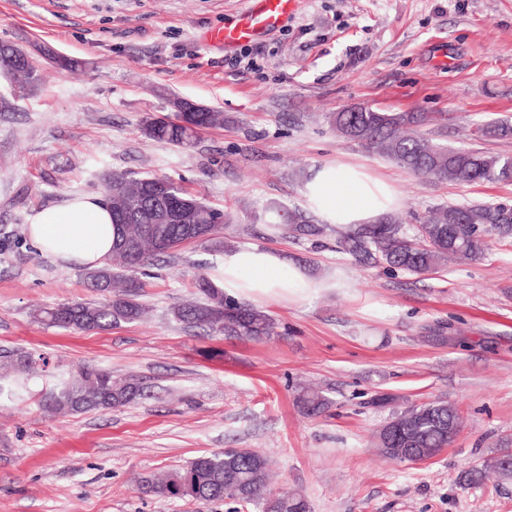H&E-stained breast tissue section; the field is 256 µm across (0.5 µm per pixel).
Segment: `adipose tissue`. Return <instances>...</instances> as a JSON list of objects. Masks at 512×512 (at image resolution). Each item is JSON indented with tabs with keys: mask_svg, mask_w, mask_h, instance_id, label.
<instances>
[{
	"mask_svg": "<svg viewBox=\"0 0 512 512\" xmlns=\"http://www.w3.org/2000/svg\"><path fill=\"white\" fill-rule=\"evenodd\" d=\"M303 196L310 211L333 226L377 221L399 203L393 186L364 168L329 164L305 183ZM117 227L112 213L96 195H77L62 205L36 211L28 236L53 259L95 268L111 253ZM224 289L248 300H269L313 292L316 281L279 252L255 247L224 255Z\"/></svg>",
	"mask_w": 512,
	"mask_h": 512,
	"instance_id": "obj_1",
	"label": "adipose tissue"
}]
</instances>
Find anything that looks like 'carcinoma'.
I'll list each match as a JSON object with an SVG mask.
<instances>
[{
	"label": "carcinoma",
	"instance_id": "carcinoma-1",
	"mask_svg": "<svg viewBox=\"0 0 512 512\" xmlns=\"http://www.w3.org/2000/svg\"><path fill=\"white\" fill-rule=\"evenodd\" d=\"M0 58L19 70L16 86L21 89L38 81L36 68L19 48L0 44ZM336 131L368 151L386 157L399 166L439 182L458 184H512V156L491 155L473 149H453L435 144L415 131L426 118L420 112H382L359 106L330 116ZM224 126V113L202 111L194 126H182L160 119L143 127L153 141L191 147L200 131ZM168 191L192 212L194 223L202 224L215 239L227 219L221 210L192 195L183 186L163 178ZM157 184L154 176L134 177L115 172L104 186L112 194L110 209L118 233L112 254L105 263L86 273L91 288L106 294L100 303L74 301L41 308L35 318L48 327L73 331H104L121 323L139 320L144 312L138 296L144 282L130 272L145 269L158 258L190 243L185 225L174 220L160 222L152 215V196ZM265 224L294 238L314 240L327 236L330 228L319 224L308 213L272 203L265 212ZM336 249L365 268L382 266L411 275L434 272L449 263L482 258L488 239L512 235V210L500 203L435 206L426 220L408 229L400 219L387 214L377 224L338 227ZM195 288L199 301L180 303L171 309L173 318L190 327L207 329L228 337L261 340L275 334V323L264 311L229 297L207 275L197 274ZM9 368L30 375L36 362L28 353H18ZM145 396L144 387L130 380H114L112 372L87 369L75 380L65 382L50 394L45 407L52 413H81L123 406ZM298 401L311 416L320 414L326 399L319 391L307 388ZM461 426L455 405L434 400L412 405L395 414L376 436V447L383 455L400 460L411 448L430 457L448 447L452 434ZM504 452L484 461L468 474L471 481L512 477L503 467ZM268 461L263 455L231 448L204 454L188 465L163 477L142 479L145 492L182 501H222L241 506L253 505L261 512H307L304 498L292 492L278 498L266 496Z\"/></svg>",
	"mask_w": 512,
	"mask_h": 512
}]
</instances>
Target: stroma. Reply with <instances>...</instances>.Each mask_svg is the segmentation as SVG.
<instances>
[{"label":"stroma","mask_w":512,"mask_h":512,"mask_svg":"<svg viewBox=\"0 0 512 512\" xmlns=\"http://www.w3.org/2000/svg\"><path fill=\"white\" fill-rule=\"evenodd\" d=\"M245 0H0V42L52 46L68 70L38 59L39 82L0 75V363L39 359L25 400L0 395V512H255L234 503L145 493L143 477L224 448L266 456L270 490L310 512H512V478L465 483L468 470L512 451V239L482 259L421 276L362 268L320 242L270 234L271 203L303 206L319 166L366 167L397 191L416 224L440 204H512V185L424 179L341 137L331 113L356 106L430 116L439 144L512 155V0H296L293 16L255 42L204 48L202 36ZM223 112L192 148L147 139L170 97ZM111 172L164 176L229 213L220 241L190 243L150 268L145 320L105 331L49 328L34 313L93 302L78 265L40 254L29 216L101 194ZM270 249L320 286L260 302L276 333L228 339L173 320L198 272L223 284L224 254ZM86 367L132 379L147 397L109 410L51 414L40 401ZM325 411L307 416L300 387ZM378 393L393 395L383 408ZM454 403L462 432L424 463L375 446L394 412Z\"/></svg>","instance_id":"1"}]
</instances>
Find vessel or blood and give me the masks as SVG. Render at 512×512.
Segmentation results:
<instances>
[{"label": "vessel or blood", "mask_w": 512, "mask_h": 512, "mask_svg": "<svg viewBox=\"0 0 512 512\" xmlns=\"http://www.w3.org/2000/svg\"><path fill=\"white\" fill-rule=\"evenodd\" d=\"M293 8L294 0H247L245 9L232 23L205 33L204 42L230 48L257 41L283 22Z\"/></svg>", "instance_id": "b4317fda"}]
</instances>
